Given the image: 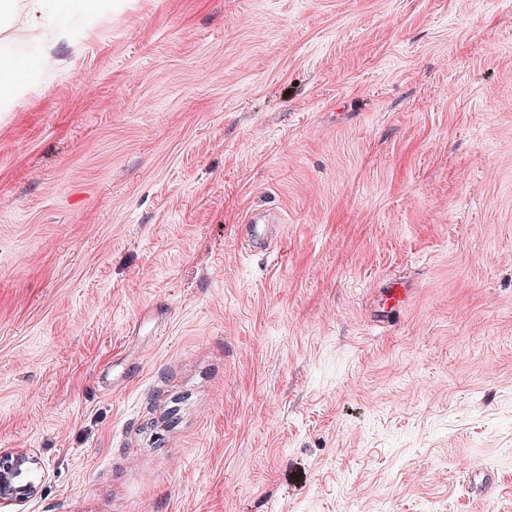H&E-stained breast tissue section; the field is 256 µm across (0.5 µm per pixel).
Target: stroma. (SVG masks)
Returning <instances> with one entry per match:
<instances>
[{
    "instance_id": "1",
    "label": "stroma",
    "mask_w": 512,
    "mask_h": 512,
    "mask_svg": "<svg viewBox=\"0 0 512 512\" xmlns=\"http://www.w3.org/2000/svg\"><path fill=\"white\" fill-rule=\"evenodd\" d=\"M46 22L0 102V512H512V0ZM284 224L278 208H253L246 212L241 232L250 252L272 253L280 239V225ZM380 288L373 323L379 329H389L394 318L405 308L410 298L411 287L406 281L387 279ZM32 460L23 454L0 467V507L26 500L36 489L34 483L24 478Z\"/></svg>"
}]
</instances>
